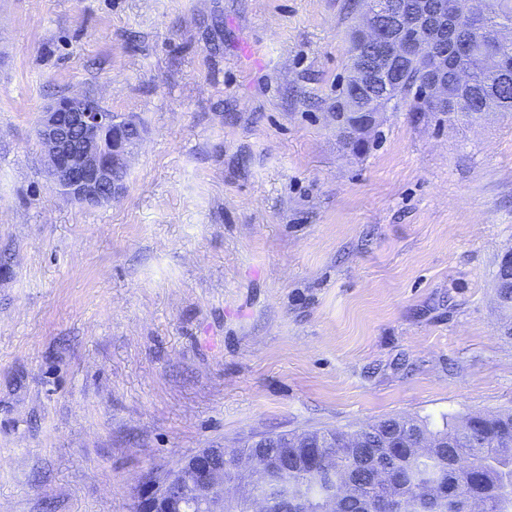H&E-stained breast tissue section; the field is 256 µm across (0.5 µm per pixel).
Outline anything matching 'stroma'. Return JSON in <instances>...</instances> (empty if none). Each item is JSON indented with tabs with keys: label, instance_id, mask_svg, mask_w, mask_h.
Listing matches in <instances>:
<instances>
[{
	"label": "stroma",
	"instance_id": "1",
	"mask_svg": "<svg viewBox=\"0 0 512 512\" xmlns=\"http://www.w3.org/2000/svg\"><path fill=\"white\" fill-rule=\"evenodd\" d=\"M358 0H0V512H130L252 432L512 409V112L391 103L345 153ZM141 120L125 193L49 182L63 96ZM496 277L497 296L501 305L512 308V258L507 260L503 257Z\"/></svg>",
	"mask_w": 512,
	"mask_h": 512
}]
</instances>
